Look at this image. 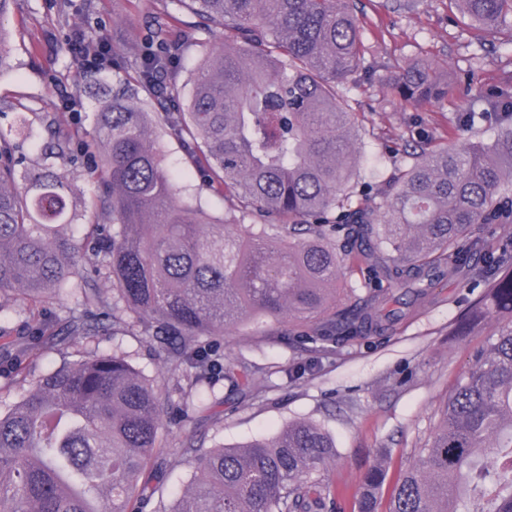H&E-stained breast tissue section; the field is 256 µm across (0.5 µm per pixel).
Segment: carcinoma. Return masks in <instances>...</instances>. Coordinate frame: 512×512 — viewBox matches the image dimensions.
Segmentation results:
<instances>
[{
    "label": "carcinoma",
    "instance_id": "1",
    "mask_svg": "<svg viewBox=\"0 0 512 512\" xmlns=\"http://www.w3.org/2000/svg\"><path fill=\"white\" fill-rule=\"evenodd\" d=\"M0 0V72L11 68ZM224 40L198 69L184 112L144 104L171 97L172 47L165 23L152 29L132 81L96 113L93 135L55 123L46 163L18 170L16 145L0 134V313L28 311L31 330L56 351L121 326H139L192 382L221 367L232 386L246 373L224 367L217 342L227 326L286 317L296 334L267 335L315 350L379 336L410 316L448 276L498 265L473 237L481 224L512 220V123L467 149L421 150L386 182L383 208L346 205L363 149L342 89L375 42L355 19L356 0H176ZM472 25L512 32V0H450ZM454 87L423 61L389 85L393 98L439 103ZM491 112L512 113V83L476 88ZM176 141L224 198L274 223L242 236L208 224L181 201L151 130ZM101 164L87 174L97 193L81 239L72 233L71 189L49 160L75 151ZM342 242L336 249L330 240ZM91 243L103 261L80 272ZM366 272L365 293L336 308L344 258ZM112 280V300L97 288ZM76 287L83 309L62 333L41 318L50 300ZM488 310L512 317V273L497 274ZM16 355L12 381L27 384L0 403V512H326L335 487L331 436L309 420L232 448H180L195 457L186 489L157 480L165 403L124 356L89 350L27 380ZM377 460L363 478L357 512H512V320L475 356L436 433L393 486Z\"/></svg>",
    "mask_w": 512,
    "mask_h": 512
}]
</instances>
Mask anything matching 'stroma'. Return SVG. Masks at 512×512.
Returning a JSON list of instances; mask_svg holds the SVG:
<instances>
[{"mask_svg":"<svg viewBox=\"0 0 512 512\" xmlns=\"http://www.w3.org/2000/svg\"><path fill=\"white\" fill-rule=\"evenodd\" d=\"M391 0H359L358 19L378 40L368 58V74L348 93L350 111L358 117V136L365 144L360 170L365 180L354 186L355 197L383 205L382 191L395 169L408 159L407 148L430 139L458 148L473 136L454 127L451 119L469 104L467 82L499 85L512 77V45L501 35L477 63H470L474 29L451 22L448 0H418L412 13H393ZM179 19L177 59L170 79L187 101L205 54L220 33L186 25L187 14L176 0H16L8 17L12 34V70L0 74V131L14 132L23 166L38 168L42 148L56 120L86 131L94 129L101 98L130 80L131 64L145 47L149 28L163 16ZM86 40L106 39L112 45L110 66L90 71L77 62L71 47L74 34ZM424 60L448 78L454 98L438 104L388 101L387 86L400 70ZM166 163L177 176L183 200L200 202L209 222L237 225L246 233L260 223L257 213L241 212L223 195L211 191L199 173H185L179 145L161 138ZM488 276L479 281L447 279L433 291L430 303L417 309L379 339L337 347L323 355L319 368L295 383L285 372L310 354L299 344L272 343L244 322L224 334V363L246 367L248 388L237 391L223 374H214L209 409H200L195 394L183 391L165 353L151 347L140 329L94 336L58 353L34 345L28 317H0L10 342L26 347L23 364L42 374L62 361L79 359L92 348L118 351L155 381L168 405L164 444L169 449L159 480L168 492L183 490L194 462L181 448L232 447L274 435L288 422L309 419L336 443L330 477L336 489V512H357V500L369 463L387 461L382 497H389L415 449L431 440L457 380L469 369L473 354L485 348L506 319L490 316L460 336L461 316L486 292Z\"/></svg>","mask_w":512,"mask_h":512,"instance_id":"35a3bbf8","label":"stroma"}]
</instances>
